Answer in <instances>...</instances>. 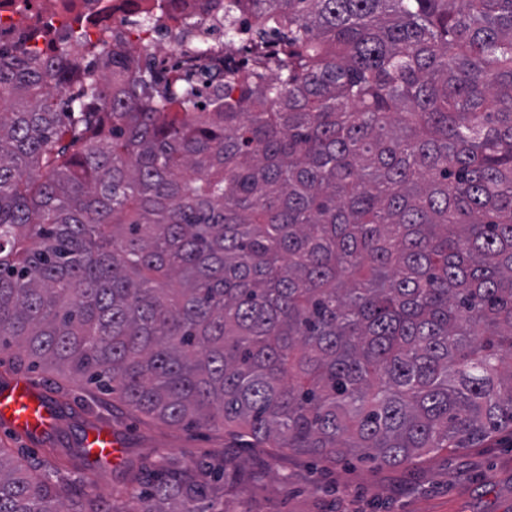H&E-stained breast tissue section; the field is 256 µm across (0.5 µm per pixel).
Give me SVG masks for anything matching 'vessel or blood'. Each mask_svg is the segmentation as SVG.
I'll list each match as a JSON object with an SVG mask.
<instances>
[{"label":"vessel or blood","mask_w":512,"mask_h":512,"mask_svg":"<svg viewBox=\"0 0 512 512\" xmlns=\"http://www.w3.org/2000/svg\"><path fill=\"white\" fill-rule=\"evenodd\" d=\"M51 408L40 388L28 380H18L0 389V423L18 434L39 432L50 420ZM92 455L107 459L119 456L110 430L100 428L86 436Z\"/></svg>","instance_id":"1"}]
</instances>
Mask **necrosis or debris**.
<instances>
[{
	"label": "necrosis or debris",
	"mask_w": 512,
	"mask_h": 512,
	"mask_svg": "<svg viewBox=\"0 0 512 512\" xmlns=\"http://www.w3.org/2000/svg\"><path fill=\"white\" fill-rule=\"evenodd\" d=\"M150 0H0V45H22L50 58L68 40L77 19L85 41L107 57L117 44L145 54L163 79L180 73L185 83L219 84L224 70L239 64L247 42L224 43L222 0H178L187 24L146 20Z\"/></svg>",
	"instance_id": "necrosis-or-debris-1"
}]
</instances>
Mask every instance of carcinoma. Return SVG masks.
<instances>
[{"mask_svg": "<svg viewBox=\"0 0 512 512\" xmlns=\"http://www.w3.org/2000/svg\"><path fill=\"white\" fill-rule=\"evenodd\" d=\"M223 2L281 51L205 98L0 46V366L388 468L512 432V0ZM52 440L0 447V512H200L236 468L68 503Z\"/></svg>", "mask_w": 512, "mask_h": 512, "instance_id": "cac0c4a2", "label": "carcinoma"}]
</instances>
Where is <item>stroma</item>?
<instances>
[{
    "label": "stroma",
    "instance_id": "1",
    "mask_svg": "<svg viewBox=\"0 0 512 512\" xmlns=\"http://www.w3.org/2000/svg\"><path fill=\"white\" fill-rule=\"evenodd\" d=\"M93 423L119 437V459L96 466L78 456ZM55 449L77 495L111 491L128 461L148 476L160 453L182 462L224 454L250 475L229 487L239 512H512V447L503 439L443 451L406 469L377 468L285 448H235L220 430L172 426L104 402L87 405L76 388L57 423Z\"/></svg>",
    "mask_w": 512,
    "mask_h": 512
}]
</instances>
